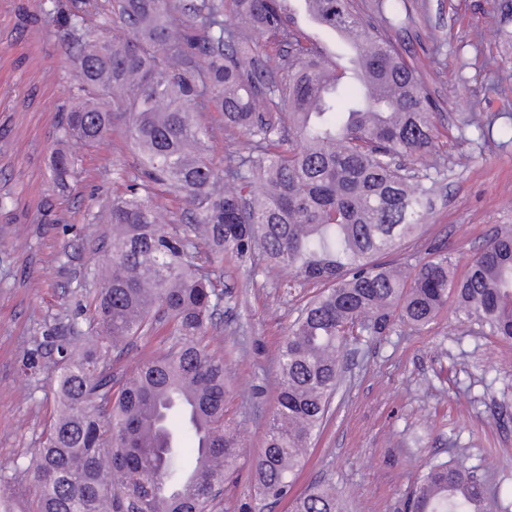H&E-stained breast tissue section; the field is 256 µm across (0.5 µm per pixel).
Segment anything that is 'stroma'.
Instances as JSON below:
<instances>
[{
  "label": "stroma",
  "mask_w": 512,
  "mask_h": 512,
  "mask_svg": "<svg viewBox=\"0 0 512 512\" xmlns=\"http://www.w3.org/2000/svg\"><path fill=\"white\" fill-rule=\"evenodd\" d=\"M41 0H0V465L28 461L53 421L51 386L61 337L90 335L89 303L113 194L140 157L120 134L71 144L82 173L65 193L51 184L56 127L75 80L62 38L27 27ZM389 30L442 105L434 156L439 190L420 238L388 260L410 266L434 252L459 271L512 226V54L492 0H405ZM472 112L488 131L466 125ZM228 287L215 347L227 367L224 408L242 448L217 512H290L293 497L329 482L348 512H403L425 464L455 461L505 494L512 510V344L458 323L446 306L431 328L395 324L350 339L336 395L289 497L272 502L249 478L274 412L276 352L316 293L261 260L224 263Z\"/></svg>",
  "instance_id": "1"
}]
</instances>
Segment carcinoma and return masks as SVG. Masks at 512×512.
<instances>
[{"instance_id":"cac0c4a2","label":"carcinoma","mask_w":512,"mask_h":512,"mask_svg":"<svg viewBox=\"0 0 512 512\" xmlns=\"http://www.w3.org/2000/svg\"><path fill=\"white\" fill-rule=\"evenodd\" d=\"M313 18L347 31L361 70L331 67L292 29L285 0H43L40 21L63 34L75 65V101L58 141L86 146L119 131L141 169L112 198L103 239L95 334L76 337L52 383L59 410L29 461L33 512H215L236 471L240 440L224 418L226 364L208 330L224 303L201 264L262 256L323 290L302 307L277 352V405L262 453L252 462L260 495H288L320 431L340 377L348 336H382L398 320L416 331L454 303L456 319L512 343V230L494 234L459 277L452 256L418 269L382 261L417 238L437 180V102L392 38L360 18L356 0H305ZM512 47V0H493ZM231 10L233 22L225 20ZM95 14L119 23L102 42ZM275 49L260 57L258 41ZM217 112L224 131L252 143L219 168L213 130L197 109ZM419 164L414 174L401 163ZM78 176V156L59 150L54 188ZM189 206L188 225H170L155 189ZM167 345L131 375L112 355L150 337L158 317ZM194 440L182 464L176 440ZM20 469L0 468V512H14L4 487ZM292 512H344L325 484L295 498ZM406 512H507L473 472L429 464Z\"/></svg>"}]
</instances>
